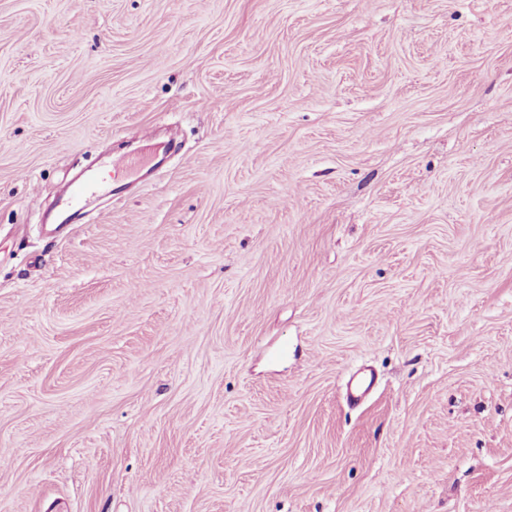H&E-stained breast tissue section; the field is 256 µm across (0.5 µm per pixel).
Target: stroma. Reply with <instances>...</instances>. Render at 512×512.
Returning a JSON list of instances; mask_svg holds the SVG:
<instances>
[{
	"label": "stroma",
	"mask_w": 512,
	"mask_h": 512,
	"mask_svg": "<svg viewBox=\"0 0 512 512\" xmlns=\"http://www.w3.org/2000/svg\"><path fill=\"white\" fill-rule=\"evenodd\" d=\"M0 512H512V0H0ZM111 195L107 181L92 172L73 180L67 196L60 201L59 205L62 211L74 216L91 201ZM375 380L371 372L358 370L348 381L349 396L354 401L362 400L374 386Z\"/></svg>",
	"instance_id": "stroma-1"
}]
</instances>
